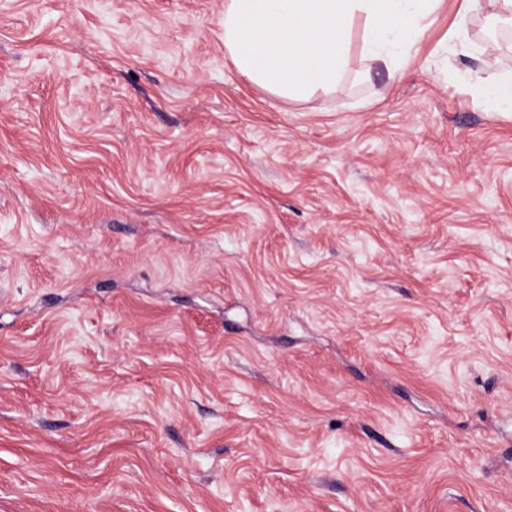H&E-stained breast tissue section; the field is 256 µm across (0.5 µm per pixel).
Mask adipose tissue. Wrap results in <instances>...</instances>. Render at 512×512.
<instances>
[{
	"instance_id": "1",
	"label": "adipose tissue",
	"mask_w": 512,
	"mask_h": 512,
	"mask_svg": "<svg viewBox=\"0 0 512 512\" xmlns=\"http://www.w3.org/2000/svg\"><path fill=\"white\" fill-rule=\"evenodd\" d=\"M438 0H224V53L255 83L287 98L339 87L349 69L356 18L366 67L385 64L397 75L423 36ZM489 111L512 112V72L478 79Z\"/></svg>"
}]
</instances>
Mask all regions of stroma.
I'll return each instance as SVG.
<instances>
[{"label":"stroma","instance_id":"35a3bbf8","mask_svg":"<svg viewBox=\"0 0 512 512\" xmlns=\"http://www.w3.org/2000/svg\"><path fill=\"white\" fill-rule=\"evenodd\" d=\"M463 5L288 99L224 0H0V512H512V33ZM474 87L479 102L486 110L512 112V70L478 78Z\"/></svg>","mask_w":512,"mask_h":512}]
</instances>
